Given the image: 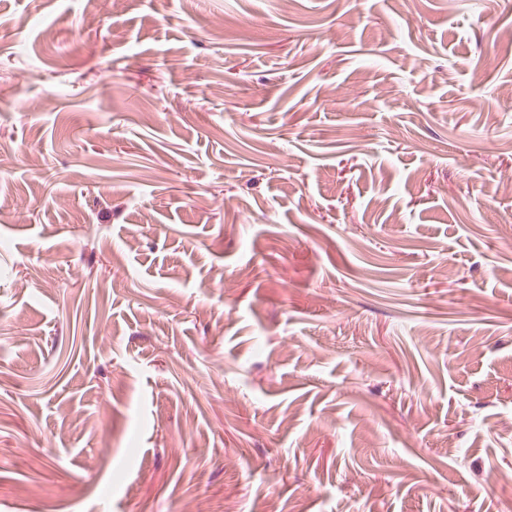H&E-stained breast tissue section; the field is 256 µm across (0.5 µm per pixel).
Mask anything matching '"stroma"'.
<instances>
[{"mask_svg": "<svg viewBox=\"0 0 512 512\" xmlns=\"http://www.w3.org/2000/svg\"><path fill=\"white\" fill-rule=\"evenodd\" d=\"M512 0H0V512H512Z\"/></svg>", "mask_w": 512, "mask_h": 512, "instance_id": "35a3bbf8", "label": "stroma"}]
</instances>
